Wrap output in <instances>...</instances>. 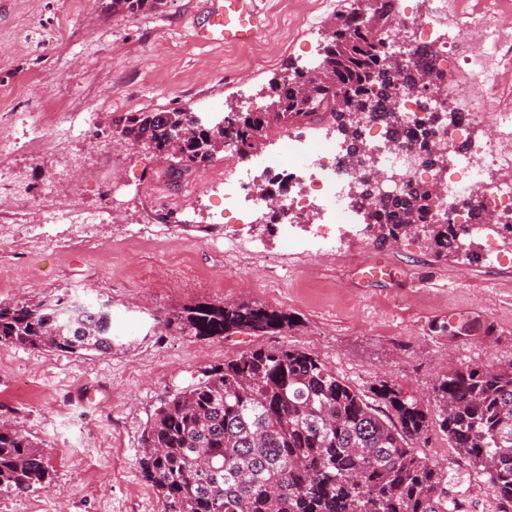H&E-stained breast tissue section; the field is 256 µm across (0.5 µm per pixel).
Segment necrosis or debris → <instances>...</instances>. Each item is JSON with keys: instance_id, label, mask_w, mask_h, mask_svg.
<instances>
[{"instance_id": "4bbe7bcc", "label": "necrosis or debris", "mask_w": 512, "mask_h": 512, "mask_svg": "<svg viewBox=\"0 0 512 512\" xmlns=\"http://www.w3.org/2000/svg\"><path fill=\"white\" fill-rule=\"evenodd\" d=\"M407 26L413 31L410 49L415 54L431 52L432 65L438 69L458 63L457 50L464 39L463 32H456L441 48H434L431 27L411 19L402 10L400 0H393L387 22L377 35L391 45ZM476 92L488 99L495 94L493 86L475 78L468 86L458 89L454 97L434 98L436 111L450 113L451 120L447 123L432 121L431 114L423 111V96L402 93L393 121H385L374 108H366L362 137L370 143L374 138L386 137L391 126L400 127V150L383 154L379 161L382 168L390 171L404 168L408 157L424 156L430 140L443 143L455 152L456 157L447 170L430 173L417 168L412 171L411 179L416 183L439 181L444 188L448 223L465 225L471 235L482 238L485 259L495 263L499 260L498 239L512 235V113H496L498 133L486 141L479 156L460 152L461 139L486 119L485 110L464 105L465 99ZM284 138L281 151L275 155L224 163V206L217 212L216 221L224 226V246L231 253L249 248L244 228L252 217L242 212L241 202L257 201L256 187L260 184L283 198L282 210L263 209L266 223L291 227L313 224L309 244L317 251L332 250L348 227L360 221L359 212L351 207L346 195L348 185L360 180L364 171L359 157L338 152L331 139H308L297 127L288 128ZM301 171L307 172V181L298 179ZM476 199L481 201L484 212L495 214L494 223H484L475 214L472 202Z\"/></svg>"}]
</instances>
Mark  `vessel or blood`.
I'll use <instances>...</instances> for the list:
<instances>
[{"label":"vessel or blood","mask_w":512,"mask_h":512,"mask_svg":"<svg viewBox=\"0 0 512 512\" xmlns=\"http://www.w3.org/2000/svg\"><path fill=\"white\" fill-rule=\"evenodd\" d=\"M210 21L197 31L203 43L248 44L261 32L264 20L256 0H208Z\"/></svg>","instance_id":"b4317fda"}]
</instances>
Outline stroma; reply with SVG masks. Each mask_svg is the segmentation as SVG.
<instances>
[{"label": "stroma", "mask_w": 512, "mask_h": 512, "mask_svg": "<svg viewBox=\"0 0 512 512\" xmlns=\"http://www.w3.org/2000/svg\"><path fill=\"white\" fill-rule=\"evenodd\" d=\"M111 0H0V131L25 139L35 113H91L66 142L0 154V186L13 189L9 228L0 232V303L63 293L112 303L111 354L79 358L0 346V421L39 442L50 485L0 494V512H164L138 465L141 435L168 395L225 359L288 345L323 360L364 394L381 383L416 396L451 370L512 364V242L498 240L501 262L443 260L424 236L379 246L349 230L335 250L297 254L280 225H248L261 253L236 267L214 222L223 198L209 181L223 156L193 169L183 203L154 190V152L115 135L114 117L181 109L213 124L224 106L264 110V89L288 64L320 51L328 21L350 0H257L265 26L240 46L202 44L204 0H162L158 10L113 15ZM412 0L440 15L439 36L476 29L472 53L501 56L500 29L512 25L506 0ZM104 213L103 223L53 224V211ZM156 215L145 238L131 229ZM387 275L365 277L373 262ZM250 301L293 315L270 336L239 332L197 338L165 329L169 312L200 301ZM447 467L469 512H495L486 478L458 468L438 426L414 443Z\"/></svg>", "instance_id": "obj_1"}]
</instances>
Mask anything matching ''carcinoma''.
I'll list each match as a JSON object with an SVG mask.
<instances>
[{
  "label": "carcinoma",
  "mask_w": 512,
  "mask_h": 512,
  "mask_svg": "<svg viewBox=\"0 0 512 512\" xmlns=\"http://www.w3.org/2000/svg\"><path fill=\"white\" fill-rule=\"evenodd\" d=\"M160 0H112V13L153 9ZM361 22L345 13L325 35L320 57L304 72L290 64L288 79L269 84L261 112L229 107L227 126L188 139L173 158L181 178L214 159L226 146L254 151L259 132L310 124L329 116L349 148L358 150V113L369 93L391 112L397 72L369 34L390 4L353 0ZM183 111L134 112L115 119L120 135L154 153L167 154L169 135L182 130ZM366 177L351 187L353 207L369 220L377 244L397 242L432 211L429 185L372 206ZM418 225V224H416ZM437 257L466 253L479 260L480 245L453 224H420ZM287 314L246 302L198 303L173 312L165 327L199 338L240 331L276 334L292 326ZM108 301L84 302L62 294L36 304L0 305V345L76 356L112 351ZM376 396L391 411L370 404L318 357L290 346L258 348L204 371L168 396L148 419L139 468L165 501L166 512H467L441 468L419 455L411 441L435 423L461 464L487 477L497 512H512V364L499 370L467 368L438 379L423 401L381 383ZM49 468L38 442L18 425L0 424V492L43 486Z\"/></svg>",
  "instance_id": "obj_1"
}]
</instances>
